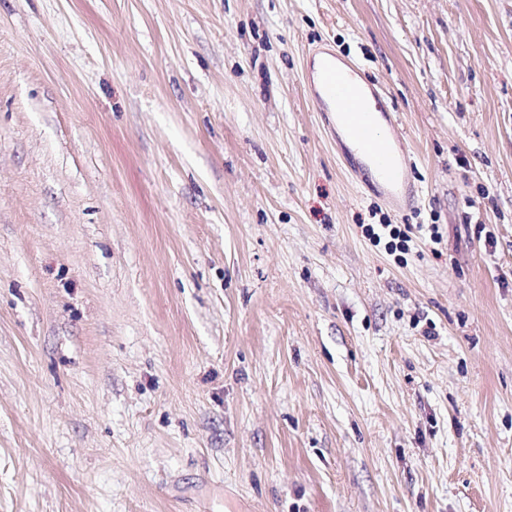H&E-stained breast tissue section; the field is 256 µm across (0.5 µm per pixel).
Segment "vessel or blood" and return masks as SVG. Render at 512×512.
Listing matches in <instances>:
<instances>
[{
    "mask_svg": "<svg viewBox=\"0 0 512 512\" xmlns=\"http://www.w3.org/2000/svg\"><path fill=\"white\" fill-rule=\"evenodd\" d=\"M360 76L359 66L340 57L335 49H318L309 57L308 98L326 133L343 141L342 158L362 154L373 167L380 197L402 211L418 197L413 160L394 113L366 109V99H380L381 88L374 81L361 82Z\"/></svg>",
    "mask_w": 512,
    "mask_h": 512,
    "instance_id": "obj_1",
    "label": "vessel or blood"
}]
</instances>
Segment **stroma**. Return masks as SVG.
Masks as SVG:
<instances>
[{"instance_id":"stroma-1","label":"stroma","mask_w":512,"mask_h":512,"mask_svg":"<svg viewBox=\"0 0 512 512\" xmlns=\"http://www.w3.org/2000/svg\"><path fill=\"white\" fill-rule=\"evenodd\" d=\"M0 512H512V0H0ZM360 77L357 64L340 57L335 49L320 48L309 56L308 98L326 133L336 136L347 166L356 175L360 172L351 163L352 152L343 147L345 139L372 165L380 197L397 211H403L418 197L419 189L412 177L413 160L405 148L400 122L394 113L382 112L380 117L365 108L369 95L381 100L382 92L377 82L362 84Z\"/></svg>"}]
</instances>
